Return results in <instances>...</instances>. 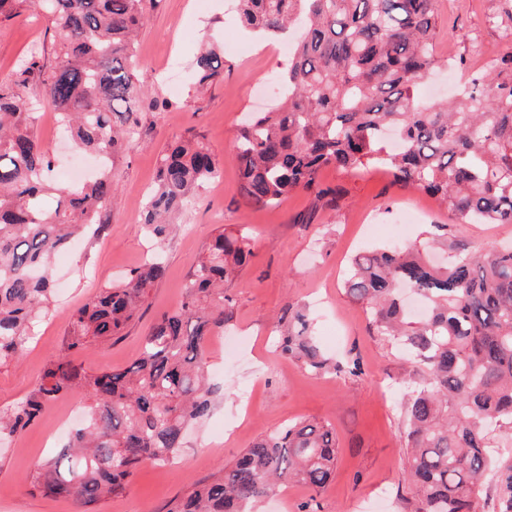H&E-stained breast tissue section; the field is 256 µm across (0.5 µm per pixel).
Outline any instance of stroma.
<instances>
[{
    "instance_id": "1",
    "label": "stroma",
    "mask_w": 512,
    "mask_h": 512,
    "mask_svg": "<svg viewBox=\"0 0 512 512\" xmlns=\"http://www.w3.org/2000/svg\"><path fill=\"white\" fill-rule=\"evenodd\" d=\"M506 0H437L436 51L440 70L429 77L430 98L450 94L459 76L484 69L473 47L497 56L512 43L493 24ZM234 0H161L138 34L137 70L146 88L139 104L141 134L119 163L118 189L107 227L87 234L55 260L53 315L42 320L25 352L0 364V411L20 402L52 357L65 351L70 312L100 288L118 282L160 250L164 277L151 288L124 336L90 348L84 367L121 370L135 361L144 336L161 315L181 302L195 256L217 230L249 233L253 255L224 287L230 317L213 331L206 350L212 410L193 424L178 457L139 469L129 490L102 501L96 512H170L198 486L217 478L253 441L299 420L330 424L336 431V472L324 488L285 481L253 512H276L284 501L298 512L315 501L317 512H411L405 481V408L413 382L424 368L378 336L362 305L345 288L348 261L357 252L400 238L420 246L432 225L444 224L450 238L478 254L512 241V224H471L448 214L425 193L393 181L370 167L358 174L323 169L321 186L336 190L335 207L313 193L295 192L272 208H254L239 193L234 141L247 113L258 111L256 86L288 65L284 43L246 36L232 19ZM224 52V77L207 90H193L188 72L203 33ZM52 44L44 18L0 22V80L31 41ZM177 58L186 70L171 83L163 68ZM167 100L152 111L150 99ZM194 135L217 156L221 177L205 183L177 220V229L155 245L140 213L157 172L161 149L171 137ZM308 315L323 353L337 364L317 375L282 356L275 339L287 324L288 308ZM362 373H349L352 363ZM77 399L64 395L45 407L23 434L0 441V512H77L68 498L32 491L27 476L35 464L56 456L65 436L54 429L65 414L81 417Z\"/></svg>"
}]
</instances>
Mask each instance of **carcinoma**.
Wrapping results in <instances>:
<instances>
[{
	"mask_svg": "<svg viewBox=\"0 0 512 512\" xmlns=\"http://www.w3.org/2000/svg\"><path fill=\"white\" fill-rule=\"evenodd\" d=\"M160 0H0V21L37 12L53 32L55 65L33 44L0 82V363L23 353L49 314L52 260L78 232L104 224L115 164L138 134L143 85L133 67L138 30ZM249 32L302 34L282 76L284 101L256 112L235 141L246 204L271 206L317 190L320 171L380 165L433 196L454 216L512 224V51L446 101L421 104L414 87L438 63L436 0H237ZM196 90L224 77V54L207 42L192 61ZM54 106L79 151L103 152L100 172L79 187L53 182L37 136L34 88ZM219 174L213 150L178 136L164 148L141 221L163 242L203 183ZM50 197L47 208L42 199ZM245 233L217 231L194 262L181 305L151 326L123 370L75 362L119 339L165 262L152 258L127 281L104 287L74 311L66 354L50 360L27 398L0 414V435H19L47 403L76 393L84 425L60 456L30 473L46 497L93 512L129 488L146 462H169L188 425L211 409L206 340L228 320L224 283L250 260ZM345 287L378 335L426 368L406 409V481L413 512H483L481 478L493 473L492 512H512V456L495 455L489 430L512 429V246L472 254L443 233L421 248H383L351 259ZM306 315L288 312L282 355L317 374L336 364L316 345ZM333 428L283 425L246 449L222 475L172 512H248L278 482L324 488L336 470Z\"/></svg>",
	"mask_w": 512,
	"mask_h": 512,
	"instance_id": "obj_1",
	"label": "carcinoma"
}]
</instances>
